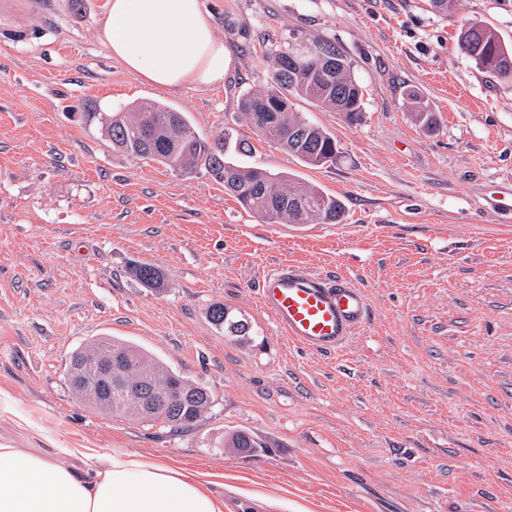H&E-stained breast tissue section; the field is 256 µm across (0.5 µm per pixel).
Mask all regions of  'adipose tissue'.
Instances as JSON below:
<instances>
[{
  "label": "adipose tissue",
  "instance_id": "ef3b65f1",
  "mask_svg": "<svg viewBox=\"0 0 512 512\" xmlns=\"http://www.w3.org/2000/svg\"><path fill=\"white\" fill-rule=\"evenodd\" d=\"M101 38L158 89L224 81V43L201 0H107ZM0 512H224V499L160 458L75 448L58 458L0 440Z\"/></svg>",
  "mask_w": 512,
  "mask_h": 512
}]
</instances>
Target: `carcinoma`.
Masks as SVG:
<instances>
[{
	"label": "carcinoma",
	"instance_id": "cac0c4a2",
	"mask_svg": "<svg viewBox=\"0 0 512 512\" xmlns=\"http://www.w3.org/2000/svg\"><path fill=\"white\" fill-rule=\"evenodd\" d=\"M309 43L336 57L342 64L330 83H322L293 66L292 44L276 46L266 53L271 61V85L260 93H246L238 102L239 110L254 132L296 157L308 167L336 162V141L321 127L299 112H286L276 119L265 118L261 105L265 99L290 96L305 99L316 106L342 112L351 124L363 117V92L352 74L350 64L335 44L313 38ZM458 46L475 64L499 79H512V43L503 41L492 27L479 22L460 29ZM415 122L428 131L436 123L434 113L421 105L414 90L406 92ZM83 119L100 124L102 136L115 151L154 160L174 172L192 174L201 169L242 207L269 224H338L344 205L337 197L293 177L236 163L229 155L226 134L204 139L193 129L183 113L169 105L152 101L115 113L84 106ZM143 287L160 292L165 273L157 266L141 263L129 270ZM210 321L232 336H247L248 321L230 315L217 303L208 310ZM125 353L138 362L127 372L125 387L113 390L112 407L86 396L70 384L77 398L90 407L117 418L132 419L149 427L167 426L185 429L201 418L212 406L209 391L180 376L141 347L120 339L100 337L89 341L70 356L67 376L81 370L89 357L98 353ZM224 447L246 453L260 447L251 435L237 431L224 439Z\"/></svg>",
	"mask_w": 512,
	"mask_h": 512
}]
</instances>
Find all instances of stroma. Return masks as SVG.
Returning <instances> with one entry per match:
<instances>
[{
  "label": "stroma",
  "instance_id": "1",
  "mask_svg": "<svg viewBox=\"0 0 512 512\" xmlns=\"http://www.w3.org/2000/svg\"><path fill=\"white\" fill-rule=\"evenodd\" d=\"M224 82L167 92L112 60L106 0H0V437L18 448L162 456L222 476L224 512H506L512 506V80L477 68L460 26L512 42V0H202ZM331 41L363 88L362 122L294 100L330 132L334 164L303 166L238 110L265 91L259 45ZM436 116L426 131L403 99ZM162 101L204 138L248 142L241 164L339 197V224H268L205 171L114 151L78 113ZM163 270L157 293L131 262ZM281 264L364 288V329L334 355L283 336L257 296ZM221 303L253 339L225 336ZM114 336L209 390L190 428L147 427L72 393L69 355ZM243 430L248 454L225 448Z\"/></svg>",
  "mask_w": 512,
  "mask_h": 512
}]
</instances>
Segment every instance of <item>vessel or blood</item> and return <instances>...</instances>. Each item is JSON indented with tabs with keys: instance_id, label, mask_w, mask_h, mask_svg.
I'll return each instance as SVG.
<instances>
[{
	"instance_id": "obj_1",
	"label": "vessel or blood",
	"mask_w": 512,
	"mask_h": 512,
	"mask_svg": "<svg viewBox=\"0 0 512 512\" xmlns=\"http://www.w3.org/2000/svg\"><path fill=\"white\" fill-rule=\"evenodd\" d=\"M258 303L289 341L320 354L341 351L369 316L364 290L349 278L293 266L264 273Z\"/></svg>"
}]
</instances>
